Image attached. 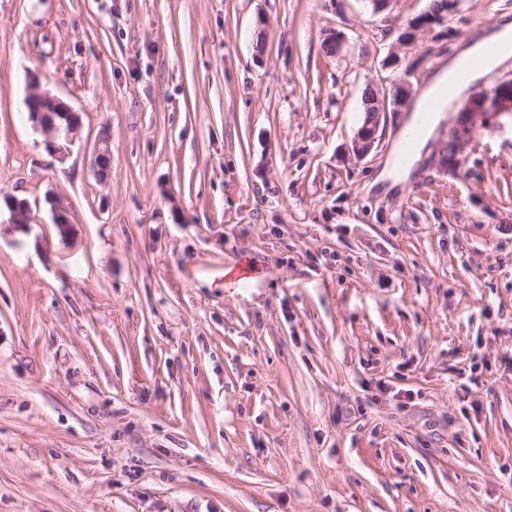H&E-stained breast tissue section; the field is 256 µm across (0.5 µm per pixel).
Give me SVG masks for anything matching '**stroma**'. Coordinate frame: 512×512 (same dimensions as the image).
<instances>
[{
	"mask_svg": "<svg viewBox=\"0 0 512 512\" xmlns=\"http://www.w3.org/2000/svg\"><path fill=\"white\" fill-rule=\"evenodd\" d=\"M428 3L0 0V194L33 209L0 213V512H512V112L450 170L447 113L386 194L402 113L351 152ZM504 14L457 0L416 89ZM29 120L43 135L48 153L63 160L75 143L81 116L63 101L43 93L35 84L25 100ZM3 203L8 210L9 224L27 225L32 224L33 216L30 203L26 199H20L12 195H5Z\"/></svg>",
	"mask_w": 512,
	"mask_h": 512,
	"instance_id": "obj_1",
	"label": "stroma"
}]
</instances>
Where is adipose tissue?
I'll use <instances>...</instances> for the list:
<instances>
[{"instance_id": "ef3b65f1", "label": "adipose tissue", "mask_w": 512, "mask_h": 512, "mask_svg": "<svg viewBox=\"0 0 512 512\" xmlns=\"http://www.w3.org/2000/svg\"><path fill=\"white\" fill-rule=\"evenodd\" d=\"M512 58V17L501 16L490 28L472 33L447 64L438 68L415 99L404 126L416 129L406 161L392 160L377 177L378 182L394 189L406 182L416 163L429 148L435 123L453 111L470 87Z\"/></svg>"}]
</instances>
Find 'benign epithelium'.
I'll return each mask as SVG.
<instances>
[{"label": "benign epithelium", "instance_id": "benign-epithelium-1", "mask_svg": "<svg viewBox=\"0 0 512 512\" xmlns=\"http://www.w3.org/2000/svg\"><path fill=\"white\" fill-rule=\"evenodd\" d=\"M429 36L438 41L448 40L447 17L429 9L408 18L397 29L395 50L391 51L385 65L397 70L398 78L388 92L369 87L363 106L370 110V121L356 132L353 140L352 151L357 158L363 159L373 150L384 115L402 111L414 92L412 78L423 59L418 57L405 63L399 49L414 46ZM497 90L498 94L493 101L480 93L473 94L469 104L471 112L475 115L482 112H512V80L500 82ZM25 105L29 120L43 135L46 151L60 160L65 159L81 126L80 113L63 101L41 92L36 85L27 95ZM450 139L455 143V155L459 156L472 142V128L455 127L450 133ZM110 160L108 139L102 135L94 145L93 164L98 176L106 174ZM3 203L9 212V223L18 226L32 223V209L27 200L6 195Z\"/></svg>", "mask_w": 512, "mask_h": 512}]
</instances>
